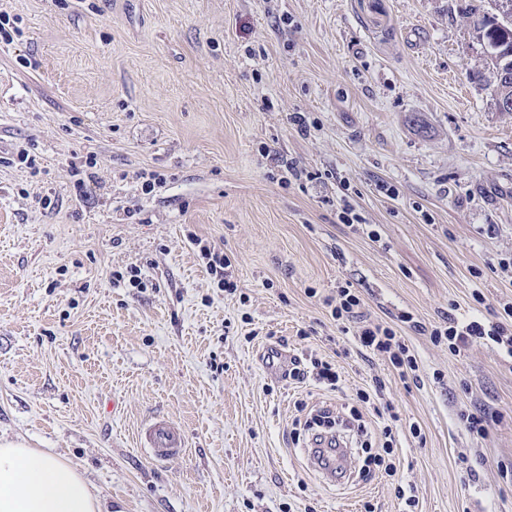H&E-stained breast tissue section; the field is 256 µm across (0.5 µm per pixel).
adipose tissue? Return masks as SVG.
Wrapping results in <instances>:
<instances>
[{
  "mask_svg": "<svg viewBox=\"0 0 512 512\" xmlns=\"http://www.w3.org/2000/svg\"><path fill=\"white\" fill-rule=\"evenodd\" d=\"M0 512H102V505L66 460L0 441Z\"/></svg>",
  "mask_w": 512,
  "mask_h": 512,
  "instance_id": "1",
  "label": "adipose tissue"
}]
</instances>
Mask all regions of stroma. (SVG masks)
<instances>
[{
	"instance_id": "35a3bbf8",
	"label": "stroma",
	"mask_w": 512,
	"mask_h": 512,
	"mask_svg": "<svg viewBox=\"0 0 512 512\" xmlns=\"http://www.w3.org/2000/svg\"><path fill=\"white\" fill-rule=\"evenodd\" d=\"M461 2L0 0L21 30L0 41V438L68 460L108 512H512V359L430 336L512 299V114L466 77L486 54ZM343 284L417 381L341 332ZM309 356L336 387L285 379ZM377 379L397 473L329 481L299 408L348 416ZM483 405L480 437L458 413ZM157 417L185 455L140 447ZM190 240L199 247V256L205 265L206 271L215 278H219L218 282L223 288H234L233 283L228 279V277H231L228 271V268L231 267V262L224 255V252L216 250L211 245L203 244L202 239L193 235L190 236Z\"/></svg>"
}]
</instances>
